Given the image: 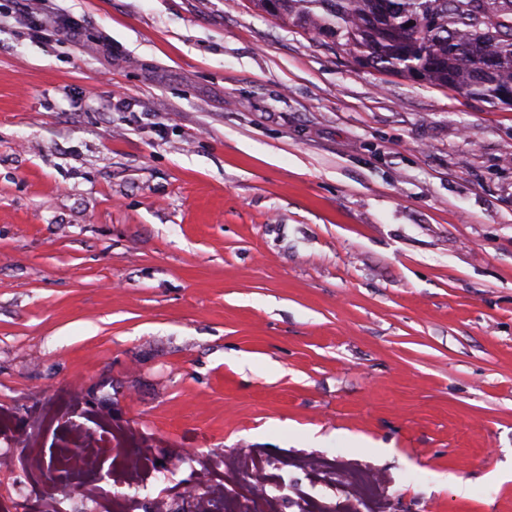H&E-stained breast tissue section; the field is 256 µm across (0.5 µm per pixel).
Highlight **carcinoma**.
Listing matches in <instances>:
<instances>
[{
  "label": "carcinoma",
  "instance_id": "obj_1",
  "mask_svg": "<svg viewBox=\"0 0 512 512\" xmlns=\"http://www.w3.org/2000/svg\"><path fill=\"white\" fill-rule=\"evenodd\" d=\"M267 14L317 42L331 39L357 61L419 80L470 99L501 104L512 87V0H393L396 9L371 19L372 0H253ZM498 58L495 72L481 78V56Z\"/></svg>",
  "mask_w": 512,
  "mask_h": 512
}]
</instances>
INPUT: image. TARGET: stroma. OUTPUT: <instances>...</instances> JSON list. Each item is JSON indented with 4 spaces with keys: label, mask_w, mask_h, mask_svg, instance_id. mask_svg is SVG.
Masks as SVG:
<instances>
[{
    "label": "stroma",
    "mask_w": 512,
    "mask_h": 512,
    "mask_svg": "<svg viewBox=\"0 0 512 512\" xmlns=\"http://www.w3.org/2000/svg\"><path fill=\"white\" fill-rule=\"evenodd\" d=\"M3 415L0 512H105L135 452L143 512L225 458L512 512V107L252 0H0ZM69 425L112 435L96 483L28 472ZM149 466H151V462L145 456L126 457L120 467L123 485L130 489L138 487Z\"/></svg>",
    "instance_id": "1"
}]
</instances>
